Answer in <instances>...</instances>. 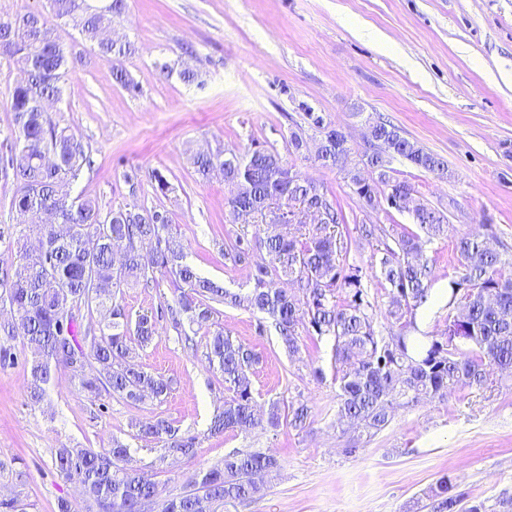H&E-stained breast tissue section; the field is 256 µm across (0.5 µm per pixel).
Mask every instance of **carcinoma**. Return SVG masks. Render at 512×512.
Instances as JSON below:
<instances>
[{"mask_svg":"<svg viewBox=\"0 0 512 512\" xmlns=\"http://www.w3.org/2000/svg\"><path fill=\"white\" fill-rule=\"evenodd\" d=\"M126 8L125 0H109L104 10L91 0H50V9L89 41H97L102 27ZM102 58L112 64L115 80L130 91L137 85L126 78L120 60L130 52L127 42L98 41ZM0 54L18 55L28 64L26 78L9 91L13 112V142L0 157L16 185L11 207L37 233L41 249L24 253L0 272V304L9 307L14 320L0 323V365L17 364L10 341L20 336L34 357L27 362L26 392L40 403L62 368H81L77 389L93 399L118 397L136 404L151 397L161 400L170 383L132 363L136 350L156 334L155 319L142 314L131 321L118 302L121 289L155 282V272L169 274L180 291L166 312L172 326L185 340L187 328L203 326L220 314L219 305L243 307L259 314L257 329L274 326L288 353H298V325L316 336L333 340L338 419L360 425L369 434L384 429L394 407H409L425 398L444 397L456 388L483 386L491 372L512 371V255L488 248L478 233L464 235L455 244L456 276L448 282V309L461 306L460 314L448 316L440 332L421 336L418 311L428 307L435 282L433 262L424 251L427 240L448 233V218L417 195L414 187L388 174L385 156L408 161L435 172L445 168L440 157L402 136L390 124L375 121L372 136L383 143L368 155L366 165L376 169L378 180L362 181L350 174L353 191L371 209L390 191L403 199L419 231L363 224L358 234L386 240L377 264L368 267L348 263L352 238L342 211L320 186L307 178L288 179L287 165L278 155L254 149L242 157L219 152L198 153L193 164L206 177L215 169L231 186L229 215L233 220L246 213L264 216L265 204L282 201L293 214L296 205L322 211L316 224L288 223L282 231L263 238L236 237L224 256L235 265L251 261L254 250L267 259L255 264L247 287L233 291L200 276L186 262L184 244L171 232L168 212L147 209L136 203L102 212L97 201L71 196V184L83 168L91 167L90 150L60 130L49 117L50 104L61 94V82L70 70L68 54L56 29L40 12L0 20ZM312 117L321 138L318 156L326 167L345 163L346 138L342 132ZM47 211L50 224L40 223ZM282 279L297 283L301 294L276 287ZM388 289L386 317L397 329L384 334L377 329L378 305L367 284ZM106 309L111 320L98 328H84L69 312L81 307ZM210 368L224 378L232 396L211 420L209 433H250L258 428H277L286 421L302 428L309 407L302 401L271 404L266 418L255 413V398L247 372L255 354L224 328L215 329L206 343ZM137 436L164 442V452L191 457L196 437L180 432L172 421L156 419L138 424ZM129 445L112 439V447L58 448L55 469L76 480L83 491L86 512H142L154 502L155 512H213L221 503H241L254 496L253 477H264L279 467L278 459L261 451H233L213 467L195 474L190 489L157 502L154 481L145 473L124 465ZM432 512H487L482 501L456 491L450 476H442L430 490Z\"/></svg>","mask_w":512,"mask_h":512,"instance_id":"cac0c4a2","label":"carcinoma"}]
</instances>
